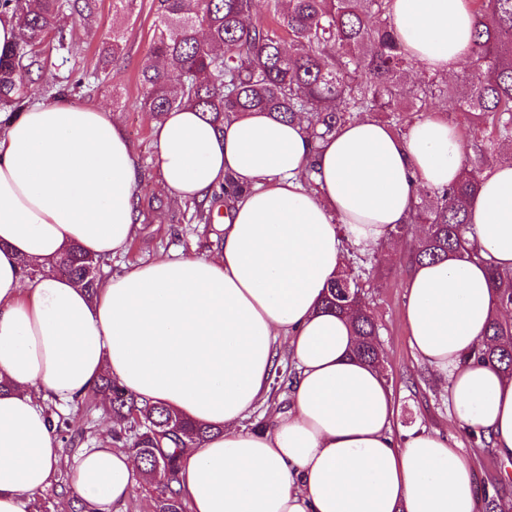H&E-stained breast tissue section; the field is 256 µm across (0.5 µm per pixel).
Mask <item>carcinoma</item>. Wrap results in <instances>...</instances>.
Instances as JSON below:
<instances>
[{
  "instance_id": "cac0c4a2",
  "label": "carcinoma",
  "mask_w": 512,
  "mask_h": 512,
  "mask_svg": "<svg viewBox=\"0 0 512 512\" xmlns=\"http://www.w3.org/2000/svg\"><path fill=\"white\" fill-rule=\"evenodd\" d=\"M98 0H39L31 10L23 0H0V12H13L19 38L0 56V111L11 115L32 104L43 83L55 95L80 90L82 77L48 75L47 48L65 49L67 17H84ZM391 0H289L273 3L280 28L253 19L256 0H157L154 33L140 69L141 107L157 121L186 106L217 127L240 112L260 110L280 120L305 117L315 137L323 138L355 114H387L401 130L404 112H426L436 99L470 116L473 158L458 182L425 195L410 216L428 225L412 251V262L451 255L482 259L465 237L472 198L490 161L503 143L512 142V0H473L477 19L470 61L463 76L443 85L428 80L408 86L410 62L397 44ZM137 0H112V42L103 43L100 64L107 69L123 50V23ZM214 197H240L247 188L232 177ZM489 284L503 308L512 306V274L487 263ZM101 263L77 247L66 250L54 271L81 282L94 293ZM363 284L344 270L328 287L324 308L353 314L357 344L353 355L368 363L381 356L378 326L362 301ZM475 354L512 378V325L493 319ZM288 366L274 364L273 388H290ZM106 411L126 427L113 439L143 464V482L154 488L153 512H188L174 489L179 482L177 448L201 447L212 428L180 417L162 405H142L105 377L96 387ZM58 441L74 445L87 429L74 416L54 422Z\"/></svg>"
}]
</instances>
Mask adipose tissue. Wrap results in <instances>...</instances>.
Instances as JSON below:
<instances>
[{
    "mask_svg": "<svg viewBox=\"0 0 512 512\" xmlns=\"http://www.w3.org/2000/svg\"><path fill=\"white\" fill-rule=\"evenodd\" d=\"M417 71L456 77L472 48L471 0H392ZM155 165L173 199L209 200L225 176L246 186L205 257L160 255L113 271L139 229L141 177L108 111L42 100L0 128V512H27L62 457L46 406L89 398L102 376L216 433L180 451L190 512H477L471 458L433 431L392 436L380 369L351 356L347 317L322 299L347 247L371 249L408 223L424 190L463 173L465 144L432 114L404 134L369 118L313 142L306 121L252 111L216 128L189 108L152 122ZM470 240L491 261L415 264L405 286L410 344L440 380L461 430L512 459V379L472 359L500 313L488 265L512 272V162L487 171ZM100 260L96 294L53 266L71 246ZM296 369L289 405L259 429L278 339ZM139 463L98 443L72 484L96 506L122 503Z\"/></svg>",
    "mask_w": 512,
    "mask_h": 512,
    "instance_id": "adipose-tissue-1",
    "label": "adipose tissue"
}]
</instances>
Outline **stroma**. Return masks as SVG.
I'll return each mask as SVG.
<instances>
[{
	"label": "stroma",
	"instance_id": "35a3bbf8",
	"mask_svg": "<svg viewBox=\"0 0 512 512\" xmlns=\"http://www.w3.org/2000/svg\"><path fill=\"white\" fill-rule=\"evenodd\" d=\"M154 0H138L137 9L127 23L124 51L106 71H98V49L112 33V0H98L89 21L73 22V38L68 49L50 54L52 69L58 76L87 75L92 92L74 94L79 103H90L108 110L114 122L125 130L141 170L135 188L140 230L126 255L112 262L121 270L129 262L146 261L160 253L179 252L202 257L212 251L213 234L223 216L204 223L193 218L188 203L175 204L154 163L155 148L151 126L138 105V72L148 50L155 23ZM418 239L415 226L398 235L397 245H381L376 250L382 261L366 292V301L379 326L384 350L383 374L392 391L395 438L414 430L437 431L447 436L453 447L464 449L475 468L477 491H489L500 499H512V475L492 447L473 445L448 414V402L438 380L409 343L403 314L404 284L411 273L410 253Z\"/></svg>",
	"mask_w": 512,
	"mask_h": 512
}]
</instances>
